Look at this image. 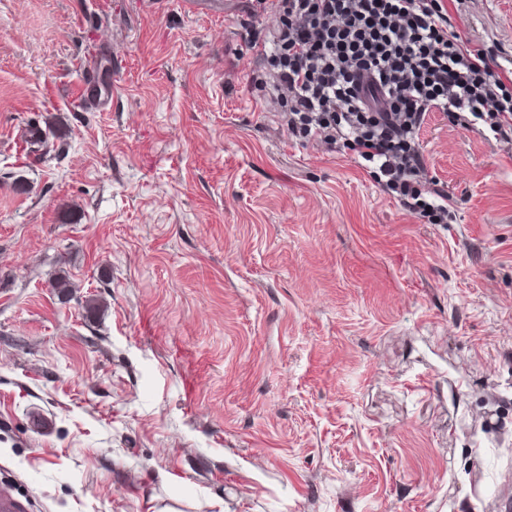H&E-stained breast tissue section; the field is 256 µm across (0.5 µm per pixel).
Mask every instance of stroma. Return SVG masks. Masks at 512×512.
I'll use <instances>...</instances> for the list:
<instances>
[{"mask_svg":"<svg viewBox=\"0 0 512 512\" xmlns=\"http://www.w3.org/2000/svg\"><path fill=\"white\" fill-rule=\"evenodd\" d=\"M247 19L0 0V479L27 512H498L512 153L431 113L456 204L416 223L280 128ZM459 23L512 49V0ZM103 56L111 100L77 101Z\"/></svg>","mask_w":512,"mask_h":512,"instance_id":"obj_1","label":"stroma"}]
</instances>
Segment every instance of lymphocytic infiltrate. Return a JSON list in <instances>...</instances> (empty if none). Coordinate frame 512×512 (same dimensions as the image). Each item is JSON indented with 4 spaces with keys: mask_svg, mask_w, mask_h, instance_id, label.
Wrapping results in <instances>:
<instances>
[{
    "mask_svg": "<svg viewBox=\"0 0 512 512\" xmlns=\"http://www.w3.org/2000/svg\"><path fill=\"white\" fill-rule=\"evenodd\" d=\"M249 78L271 89L289 134L350 156L422 224L450 216L419 133L439 112L512 144V54L466 36L444 0H248Z\"/></svg>",
    "mask_w": 512,
    "mask_h": 512,
    "instance_id": "f902f5d3",
    "label": "lymphocytic infiltrate"
}]
</instances>
